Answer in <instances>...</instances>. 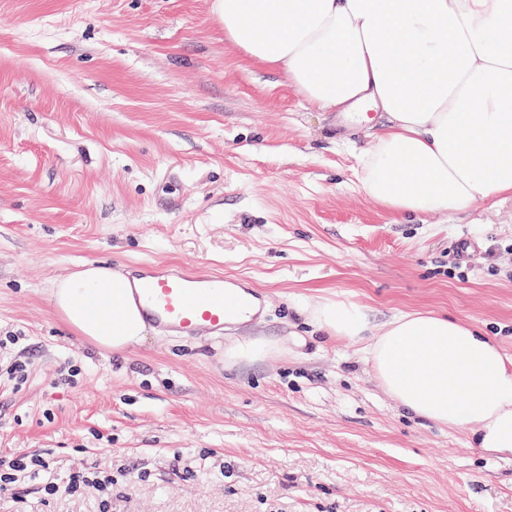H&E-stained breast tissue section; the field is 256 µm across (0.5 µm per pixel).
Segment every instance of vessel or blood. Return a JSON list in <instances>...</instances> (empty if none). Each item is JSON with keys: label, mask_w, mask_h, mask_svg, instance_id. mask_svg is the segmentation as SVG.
Returning a JSON list of instances; mask_svg holds the SVG:
<instances>
[{"label": "vessel or blood", "mask_w": 512, "mask_h": 512, "mask_svg": "<svg viewBox=\"0 0 512 512\" xmlns=\"http://www.w3.org/2000/svg\"><path fill=\"white\" fill-rule=\"evenodd\" d=\"M134 296L148 319L175 336H220L265 296L201 267L172 269L155 261L133 266Z\"/></svg>", "instance_id": "1"}]
</instances>
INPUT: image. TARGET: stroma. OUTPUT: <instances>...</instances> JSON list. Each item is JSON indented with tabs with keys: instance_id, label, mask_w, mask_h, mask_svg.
<instances>
[{
	"instance_id": "35a3bbf8",
	"label": "stroma",
	"mask_w": 512,
	"mask_h": 512,
	"mask_svg": "<svg viewBox=\"0 0 512 512\" xmlns=\"http://www.w3.org/2000/svg\"><path fill=\"white\" fill-rule=\"evenodd\" d=\"M384 113L336 123L227 47L211 0H0V457L87 449L92 492L26 512H512V460L399 408L363 343L309 305L444 315L512 358V195L401 218L360 157ZM204 264L267 296L223 339L79 336L51 284L84 264ZM278 355L228 364L237 340ZM73 384L56 383L60 368Z\"/></svg>"
}]
</instances>
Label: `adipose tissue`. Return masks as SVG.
I'll return each instance as SVG.
<instances>
[{"mask_svg":"<svg viewBox=\"0 0 512 512\" xmlns=\"http://www.w3.org/2000/svg\"><path fill=\"white\" fill-rule=\"evenodd\" d=\"M227 45L285 71L312 108L370 105L386 122L361 157L362 188L392 212H461L512 194V0H213ZM133 281L89 264L55 279V312L75 334L120 352L147 319ZM334 337L366 340L397 405L512 458V361L477 330L429 313L369 336L365 309L315 305Z\"/></svg>","mask_w":512,"mask_h":512,"instance_id":"ef3b65f1","label":"adipose tissue"}]
</instances>
